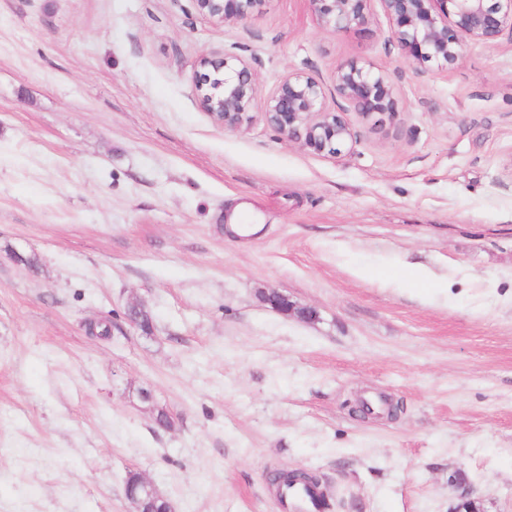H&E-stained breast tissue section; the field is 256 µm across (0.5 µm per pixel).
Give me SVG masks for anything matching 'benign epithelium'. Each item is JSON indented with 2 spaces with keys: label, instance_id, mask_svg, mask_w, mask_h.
Here are the masks:
<instances>
[{
  "label": "benign epithelium",
  "instance_id": "7a95c632",
  "mask_svg": "<svg viewBox=\"0 0 512 512\" xmlns=\"http://www.w3.org/2000/svg\"><path fill=\"white\" fill-rule=\"evenodd\" d=\"M380 4L391 22V39L405 49L416 65L431 63L443 72L464 56L470 44H495L504 35L512 36V0H309L317 18L336 31L360 25L371 19V2ZM199 12L222 23L239 22L256 0H194ZM200 66L212 68L198 82L201 107L213 123L226 131H238L248 124L249 108L256 92V77L246 61L228 56H206ZM345 106L330 111L327 94ZM362 116L391 115L396 99L387 76L354 63L336 67L331 88L302 73L281 78L262 112L265 122L279 135L302 142L312 153L341 159L348 155L357 134L348 112ZM264 302L287 315L295 312L307 318L309 312L296 307L272 290ZM145 305L132 301L125 319L134 329L141 328ZM458 495L450 512H478L469 486L455 481ZM137 487L147 498L137 512H174L169 500L145 477Z\"/></svg>",
  "mask_w": 512,
  "mask_h": 512
}]
</instances>
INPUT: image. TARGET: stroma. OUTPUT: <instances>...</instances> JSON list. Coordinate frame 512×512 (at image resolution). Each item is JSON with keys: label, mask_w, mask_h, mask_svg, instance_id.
Here are the masks:
<instances>
[{"label": "stroma", "mask_w": 512, "mask_h": 512, "mask_svg": "<svg viewBox=\"0 0 512 512\" xmlns=\"http://www.w3.org/2000/svg\"><path fill=\"white\" fill-rule=\"evenodd\" d=\"M390 29L377 7L333 31L308 0L235 24L194 0H0V512H132V473L175 512H282L268 476L294 468L330 512H449L458 470L512 512V38L440 73ZM226 53L256 75L236 132L196 91ZM351 60L398 112L350 114V156L266 124L282 77ZM380 395L395 417L352 414Z\"/></svg>", "instance_id": "obj_1"}]
</instances>
